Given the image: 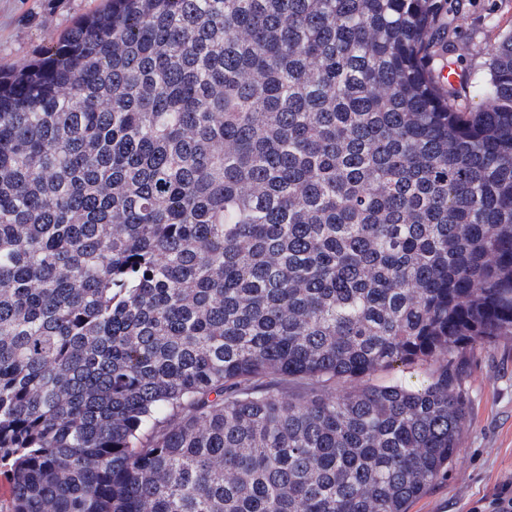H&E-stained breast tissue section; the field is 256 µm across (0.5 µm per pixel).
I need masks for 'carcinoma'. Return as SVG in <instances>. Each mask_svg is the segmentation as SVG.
<instances>
[{"instance_id": "carcinoma-1", "label": "carcinoma", "mask_w": 512, "mask_h": 512, "mask_svg": "<svg viewBox=\"0 0 512 512\" xmlns=\"http://www.w3.org/2000/svg\"><path fill=\"white\" fill-rule=\"evenodd\" d=\"M463 9L107 0L0 73L6 512H408L444 473L512 336V30L477 85ZM431 373L427 365L416 364L412 366H395L393 369L379 373L375 383L402 382L406 385H419L424 383Z\"/></svg>"}]
</instances>
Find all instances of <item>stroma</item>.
<instances>
[{
	"instance_id": "stroma-1",
	"label": "stroma",
	"mask_w": 512,
	"mask_h": 512,
	"mask_svg": "<svg viewBox=\"0 0 512 512\" xmlns=\"http://www.w3.org/2000/svg\"><path fill=\"white\" fill-rule=\"evenodd\" d=\"M100 3L0 0V67L36 58ZM511 30L512 0H472L459 19L464 67L481 76L487 53ZM467 387L472 411L457 453L409 512H485L493 495L512 480V337L477 351Z\"/></svg>"
}]
</instances>
